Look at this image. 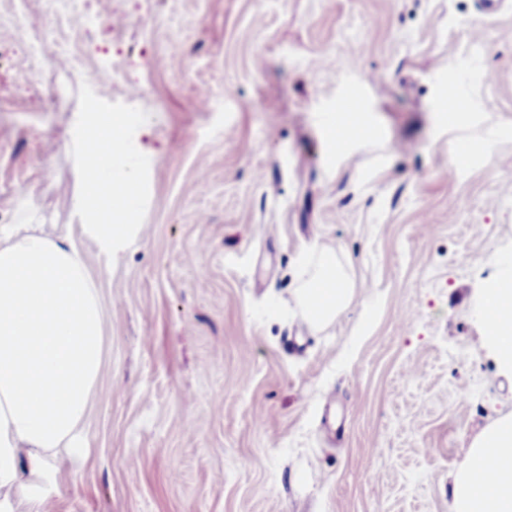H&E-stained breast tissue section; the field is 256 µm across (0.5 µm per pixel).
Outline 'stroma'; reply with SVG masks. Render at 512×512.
I'll return each mask as SVG.
<instances>
[{"instance_id": "stroma-1", "label": "stroma", "mask_w": 512, "mask_h": 512, "mask_svg": "<svg viewBox=\"0 0 512 512\" xmlns=\"http://www.w3.org/2000/svg\"><path fill=\"white\" fill-rule=\"evenodd\" d=\"M91 7L108 29L74 63L49 0H0V220L78 223L85 113L130 116L140 169L124 248L78 241L109 346L86 459L56 463L37 512H449L471 441L512 415L480 303L512 272V7ZM340 114L363 128L339 144ZM316 249L356 282L320 329L295 296Z\"/></svg>"}]
</instances>
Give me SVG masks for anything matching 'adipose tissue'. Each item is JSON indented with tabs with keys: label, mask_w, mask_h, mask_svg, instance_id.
Wrapping results in <instances>:
<instances>
[{
	"label": "adipose tissue",
	"mask_w": 512,
	"mask_h": 512,
	"mask_svg": "<svg viewBox=\"0 0 512 512\" xmlns=\"http://www.w3.org/2000/svg\"><path fill=\"white\" fill-rule=\"evenodd\" d=\"M123 116L91 112L77 133L83 188L80 222L57 235L39 224L0 225V512L39 500L62 457L80 460L84 420L108 338L98 279L84 263L78 237L104 253L121 247L139 173L127 163ZM296 290L302 313L321 328L353 300L355 283L335 252L306 264ZM485 342L512 373V279L486 288ZM451 512H512V418L497 421L470 445L454 476Z\"/></svg>",
	"instance_id": "obj_1"
}]
</instances>
